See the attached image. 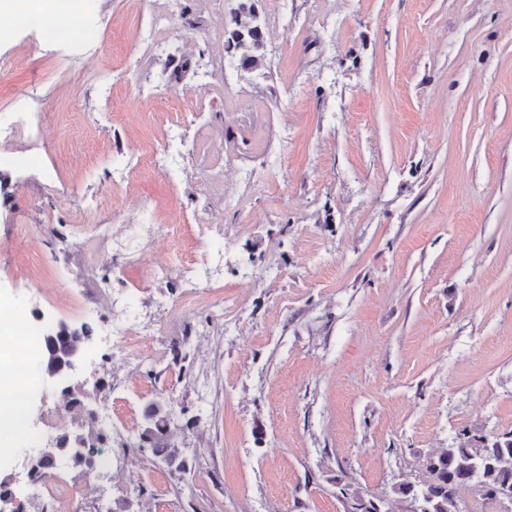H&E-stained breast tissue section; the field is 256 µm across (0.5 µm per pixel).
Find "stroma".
Here are the masks:
<instances>
[{"instance_id": "stroma-1", "label": "stroma", "mask_w": 512, "mask_h": 512, "mask_svg": "<svg viewBox=\"0 0 512 512\" xmlns=\"http://www.w3.org/2000/svg\"><path fill=\"white\" fill-rule=\"evenodd\" d=\"M263 64L214 60L230 19L200 0H79L66 42L0 28V129L49 100L51 139L20 172L0 163V304L99 325L87 305L110 278L90 204L143 247L127 270L133 313L154 321L157 359L124 360L95 336L74 381H106L125 458L100 495L135 512H347L354 497L408 512L427 456L512 432V0H255ZM193 31L155 55L154 14ZM194 114L167 140L163 114ZM167 147L160 170L137 156ZM230 165L218 193L199 182ZM129 180L118 185L119 172ZM148 202L129 216L124 198ZM212 209L223 238L193 216ZM69 267L44 264L59 235ZM218 251L211 281L157 286L151 264ZM225 302L223 323L211 307ZM174 412L186 474L141 448L143 409ZM24 512H94L62 466Z\"/></svg>"}]
</instances>
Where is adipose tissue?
<instances>
[{"label":"adipose tissue","instance_id":"1","mask_svg":"<svg viewBox=\"0 0 512 512\" xmlns=\"http://www.w3.org/2000/svg\"><path fill=\"white\" fill-rule=\"evenodd\" d=\"M16 354L12 337L0 338V446L30 437L28 410L22 395L24 378L14 369Z\"/></svg>","mask_w":512,"mask_h":512}]
</instances>
